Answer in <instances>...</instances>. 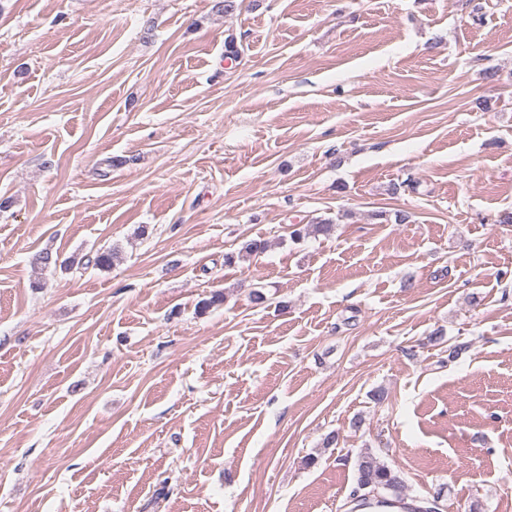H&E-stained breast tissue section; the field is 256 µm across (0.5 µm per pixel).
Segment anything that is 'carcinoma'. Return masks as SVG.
Returning <instances> with one entry per match:
<instances>
[{"label":"carcinoma","instance_id":"obj_1","mask_svg":"<svg viewBox=\"0 0 512 512\" xmlns=\"http://www.w3.org/2000/svg\"><path fill=\"white\" fill-rule=\"evenodd\" d=\"M335 231V225L329 220H319L311 224H296L291 231V238L299 243L308 237L319 235L330 236ZM267 247L266 241L252 239L245 243L239 255L227 254L224 263L232 265L235 259H244L260 254ZM355 491L359 492L357 499L363 507L393 508L401 504L400 494L404 481L400 473L389 467L378 453L370 448L361 451L355 461Z\"/></svg>","mask_w":512,"mask_h":512}]
</instances>
